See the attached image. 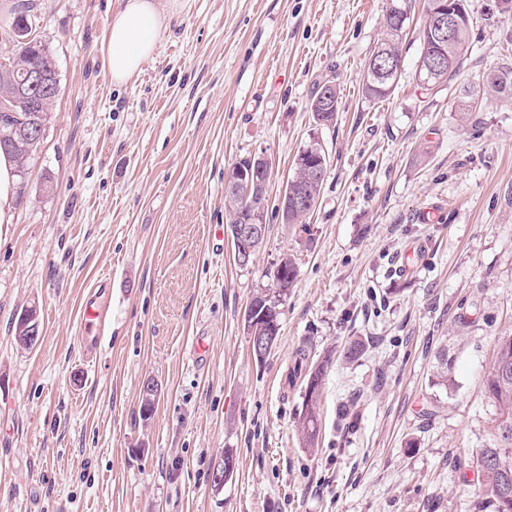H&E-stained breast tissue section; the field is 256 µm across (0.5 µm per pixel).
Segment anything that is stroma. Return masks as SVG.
Here are the masks:
<instances>
[{
	"label": "stroma",
	"instance_id": "35a3bbf8",
	"mask_svg": "<svg viewBox=\"0 0 512 512\" xmlns=\"http://www.w3.org/2000/svg\"><path fill=\"white\" fill-rule=\"evenodd\" d=\"M29 3L61 91L0 226V512H469L470 458L496 415L483 379L512 333V97L487 86L512 59V11L469 0L471 51L431 93L414 79L425 0H398L403 75L370 102L361 75L389 0H181L121 86L103 54L118 0ZM325 77L340 105L321 128L307 104ZM314 139L319 205L302 226L272 218L237 266L227 172L266 154L276 206ZM288 252L298 277L260 362L244 313ZM102 281L89 361L77 322ZM30 308L33 350L14 335ZM354 340L361 355L343 361ZM304 343L331 359L312 452L303 387L285 379ZM148 379L161 394L145 419ZM227 448L238 470L217 491Z\"/></svg>",
	"mask_w": 512,
	"mask_h": 512
}]
</instances>
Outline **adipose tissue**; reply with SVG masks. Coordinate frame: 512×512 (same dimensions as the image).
I'll return each mask as SVG.
<instances>
[{"instance_id":"1","label":"adipose tissue","mask_w":512,"mask_h":512,"mask_svg":"<svg viewBox=\"0 0 512 512\" xmlns=\"http://www.w3.org/2000/svg\"><path fill=\"white\" fill-rule=\"evenodd\" d=\"M176 0H119L104 46L107 68L115 84L132 80L149 61L169 28Z\"/></svg>"}]
</instances>
